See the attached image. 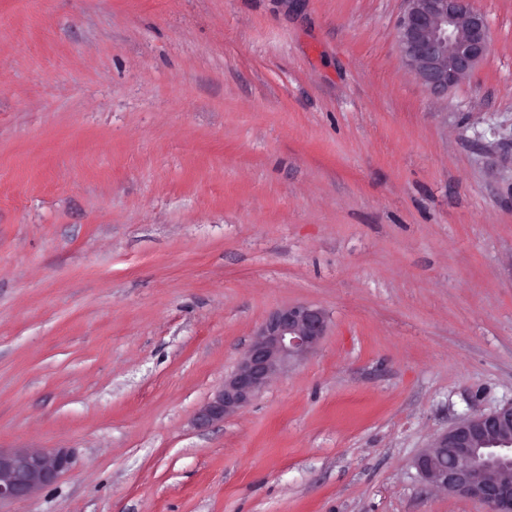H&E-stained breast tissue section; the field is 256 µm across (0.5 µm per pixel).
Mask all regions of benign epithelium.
Returning <instances> with one entry per match:
<instances>
[{"mask_svg": "<svg viewBox=\"0 0 512 512\" xmlns=\"http://www.w3.org/2000/svg\"><path fill=\"white\" fill-rule=\"evenodd\" d=\"M398 45L416 79L445 92L483 61L490 49L485 16L471 0H405ZM328 329L314 305L278 308L265 318L235 369L197 413L206 427L249 405L274 377L313 354ZM62 450L0 448V502L28 498L68 468ZM422 477L487 512H512V403L465 419L437 436L415 460Z\"/></svg>", "mask_w": 512, "mask_h": 512, "instance_id": "1", "label": "benign epithelium"}]
</instances>
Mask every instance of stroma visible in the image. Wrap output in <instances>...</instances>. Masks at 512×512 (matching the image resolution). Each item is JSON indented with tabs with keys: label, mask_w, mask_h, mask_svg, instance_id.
I'll return each mask as SVG.
<instances>
[{
	"label": "stroma",
	"mask_w": 512,
	"mask_h": 512,
	"mask_svg": "<svg viewBox=\"0 0 512 512\" xmlns=\"http://www.w3.org/2000/svg\"><path fill=\"white\" fill-rule=\"evenodd\" d=\"M437 94L404 0H0V512H486L414 461L512 402V0ZM316 352L196 413L272 310ZM68 465L62 450L0 448V503L32 496L54 483Z\"/></svg>",
	"instance_id": "35a3bbf8"
}]
</instances>
